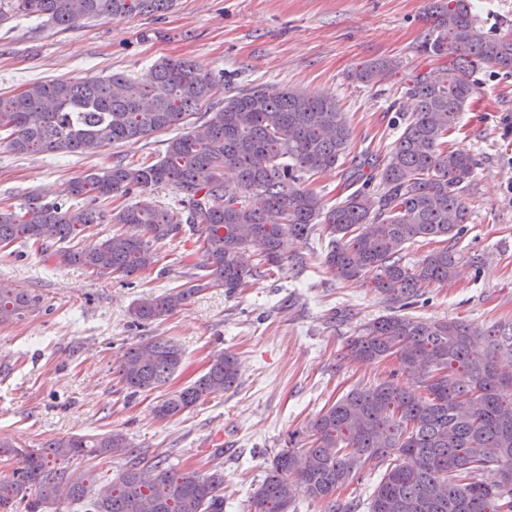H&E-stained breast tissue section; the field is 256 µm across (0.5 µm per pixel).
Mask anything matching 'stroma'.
Instances as JSON below:
<instances>
[{"label": "stroma", "instance_id": "stroma-1", "mask_svg": "<svg viewBox=\"0 0 512 512\" xmlns=\"http://www.w3.org/2000/svg\"><path fill=\"white\" fill-rule=\"evenodd\" d=\"M431 0H175L169 11L120 20L90 19L72 28L38 20L0 25V98L35 81H93L116 73L144 77L158 59L191 60L215 79L208 119L237 86L286 87L330 96L345 112L351 143L342 167L309 182L324 208L348 195L346 168L384 159L405 121V79L432 69L419 50L429 33ZM378 59L399 70L378 83L355 73ZM479 88L457 120L453 149L478 166L464 194L472 235L465 254L482 256L446 285L430 287L412 316L461 319L479 326L512 323V75L485 67ZM176 129L91 153L19 154L0 146V207L21 208L39 197L74 205L69 182L116 160H159ZM328 239L314 232L286 238V262L273 267L256 250L234 295L205 290L164 322L134 326L129 308L184 283L201 263L198 235L183 232L156 247L155 265L125 284L60 263L53 251L17 242L0 248V286L35 296L25 317L0 323V441L39 448L72 434H124L143 456L178 469L224 473V512H253L251 495L273 455L354 388L384 380L395 362H359L347 345L389 305L363 281L337 280L326 268ZM299 255L303 268L290 259ZM143 336L171 340L179 370L163 386L130 396L115 367ZM229 352L239 376L229 391L172 418L156 405L203 375Z\"/></svg>", "mask_w": 512, "mask_h": 512}]
</instances>
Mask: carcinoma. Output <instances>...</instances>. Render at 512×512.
Here are the masks:
<instances>
[{
    "label": "carcinoma",
    "mask_w": 512,
    "mask_h": 512,
    "mask_svg": "<svg viewBox=\"0 0 512 512\" xmlns=\"http://www.w3.org/2000/svg\"><path fill=\"white\" fill-rule=\"evenodd\" d=\"M173 0H12L19 17L44 18L69 28L91 18L123 19L163 13ZM434 27L422 45L448 67L416 73L406 95L414 105L376 173L361 168L346 180L362 183L336 207L323 210L304 177L343 164L351 128L336 100L292 90L251 88L224 100L203 124L168 140L163 157L149 165L117 162L104 173L73 179L68 193L95 200L142 194L173 183L182 191L174 211L135 202L111 220L131 231L80 249L57 251L66 266L99 276L132 277L156 262L154 244L184 227L200 232L204 260L181 288L129 309L132 323L160 322L211 287L233 294L250 269L242 255L255 247L269 265L284 260L285 236L308 238L322 225L330 237L324 263L338 279L361 278L397 311L365 325L351 339L354 360L393 358L406 375H419L418 394L392 380L350 390L324 410L308 433L292 435L253 491L255 512H289L296 493L336 510V494L377 466L368 512H512V383L495 367L512 365V324L478 329L459 321L425 322L403 314L426 289L462 273L461 241L471 231L464 192L476 163L447 148L446 138L476 94L473 71L488 66L512 72V29L485 33L470 0L433 5ZM394 64L373 62L359 72L378 81ZM213 80L185 60H162L145 77L114 74L104 80L34 82L0 99V142L16 153L91 152L105 144L139 140L168 130L211 97ZM232 171L234 184L224 182ZM377 189H370L373 181ZM92 207L62 209L35 198L22 209H0V243L33 241L47 247L69 241L100 222ZM443 247L409 264L404 250L419 241ZM37 300L0 287V322L31 311ZM482 336L487 351L475 355ZM182 354L170 341L148 336L122 354L117 374L131 393L150 392L174 375ZM238 380L231 354L216 356L193 384L156 407L161 418L190 410ZM92 451L123 456L129 466L116 481L88 495V487L52 460ZM19 459L12 477L0 479V512H39L62 498L84 502L85 512H224V475L178 470L162 459L137 477L140 457L120 432L63 436L38 450L0 444ZM35 489V498L28 490Z\"/></svg>",
    "instance_id": "1"
}]
</instances>
